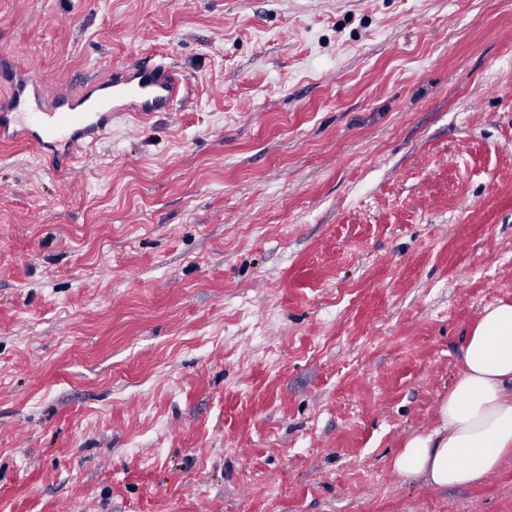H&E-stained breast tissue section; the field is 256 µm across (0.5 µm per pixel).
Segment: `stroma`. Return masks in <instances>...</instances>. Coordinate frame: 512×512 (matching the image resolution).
Returning a JSON list of instances; mask_svg holds the SVG:
<instances>
[{"label":"stroma","mask_w":512,"mask_h":512,"mask_svg":"<svg viewBox=\"0 0 512 512\" xmlns=\"http://www.w3.org/2000/svg\"><path fill=\"white\" fill-rule=\"evenodd\" d=\"M161 55L70 190L0 145V512H512L393 469L512 302V0H0L45 96Z\"/></svg>","instance_id":"35a3bbf8"}]
</instances>
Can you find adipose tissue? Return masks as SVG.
I'll use <instances>...</instances> for the list:
<instances>
[{
	"label": "adipose tissue",
	"instance_id": "ef3b65f1",
	"mask_svg": "<svg viewBox=\"0 0 512 512\" xmlns=\"http://www.w3.org/2000/svg\"><path fill=\"white\" fill-rule=\"evenodd\" d=\"M512 454V303L486 307L463 351L458 380L441 398L437 424L417 430L395 471L433 488L467 486Z\"/></svg>",
	"mask_w": 512,
	"mask_h": 512
}]
</instances>
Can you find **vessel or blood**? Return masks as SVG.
I'll list each match as a JSON object with an SVG mask.
<instances>
[{
  "label": "vessel or blood",
  "mask_w": 512,
  "mask_h": 512,
  "mask_svg": "<svg viewBox=\"0 0 512 512\" xmlns=\"http://www.w3.org/2000/svg\"><path fill=\"white\" fill-rule=\"evenodd\" d=\"M182 83L165 60L137 61L78 91L48 98L43 76L31 72L9 82L0 95V142L24 143L39 152L60 146L70 163L111 131L115 117L144 119L170 110L181 98Z\"/></svg>",
  "instance_id": "vessel-or-blood-1"
}]
</instances>
